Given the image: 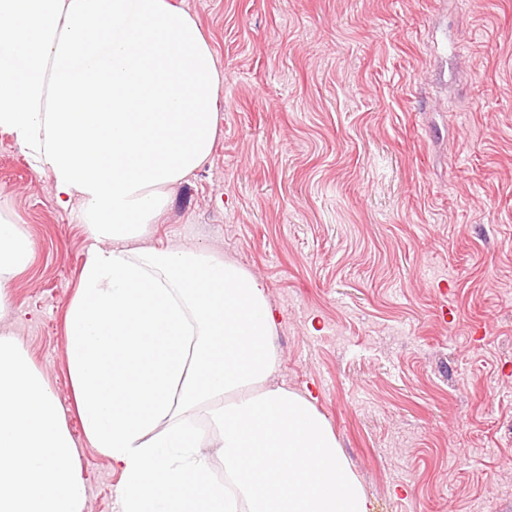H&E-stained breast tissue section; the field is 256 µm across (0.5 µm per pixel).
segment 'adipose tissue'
<instances>
[{"label": "adipose tissue", "instance_id": "1", "mask_svg": "<svg viewBox=\"0 0 512 512\" xmlns=\"http://www.w3.org/2000/svg\"><path fill=\"white\" fill-rule=\"evenodd\" d=\"M223 84L172 0H0V128L52 172L61 207L79 201L92 240L66 320L84 440L120 470L121 512H369L327 420L266 384L262 282L212 252L137 245L209 158ZM32 250L0 215V313Z\"/></svg>", "mask_w": 512, "mask_h": 512}]
</instances>
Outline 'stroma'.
Returning <instances> with one entry per match:
<instances>
[{"mask_svg": "<svg viewBox=\"0 0 512 512\" xmlns=\"http://www.w3.org/2000/svg\"><path fill=\"white\" fill-rule=\"evenodd\" d=\"M174 2L224 86L150 244L260 279L269 383L326 418L372 512H512V0ZM0 214L34 244L0 331L70 405L89 234L3 129ZM79 458L86 512H121L119 469Z\"/></svg>", "mask_w": 512, "mask_h": 512, "instance_id": "35a3bbf8", "label": "stroma"}]
</instances>
